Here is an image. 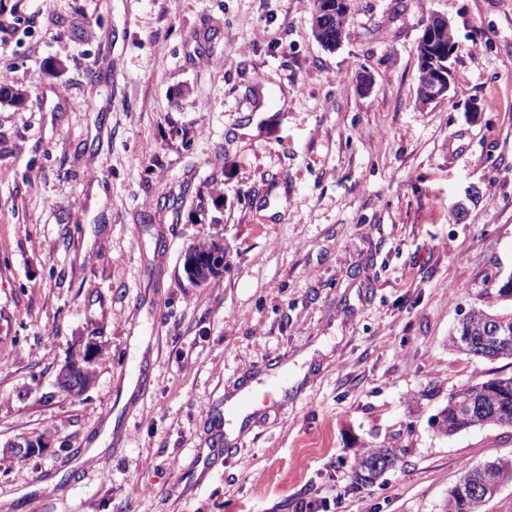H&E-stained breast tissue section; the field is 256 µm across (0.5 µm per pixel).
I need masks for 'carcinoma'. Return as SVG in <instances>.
<instances>
[{"mask_svg": "<svg viewBox=\"0 0 512 512\" xmlns=\"http://www.w3.org/2000/svg\"><path fill=\"white\" fill-rule=\"evenodd\" d=\"M352 0H314L312 31L324 46L334 48L346 32L351 16ZM224 267V248L215 243H201L186 254L184 271L189 278L205 282ZM508 340L499 343L487 338L488 329ZM454 344L475 357L496 360L512 357V315H494L479 308L463 320L453 338ZM488 424L512 426V376L496 377L461 389L448 399L439 414L438 428L455 434ZM396 455L388 448H371L358 461L355 483H371L393 467ZM493 481L498 485L512 483V462L489 463L482 467L462 468L460 480L448 492L442 512H481L483 504L494 492L471 494L461 488L462 481Z\"/></svg>", "mask_w": 512, "mask_h": 512, "instance_id": "carcinoma-1", "label": "carcinoma"}]
</instances>
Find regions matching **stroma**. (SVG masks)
<instances>
[{
    "label": "stroma",
    "mask_w": 512,
    "mask_h": 512,
    "mask_svg": "<svg viewBox=\"0 0 512 512\" xmlns=\"http://www.w3.org/2000/svg\"><path fill=\"white\" fill-rule=\"evenodd\" d=\"M312 11L0 0V512H441L463 466L512 461V427L434 422L512 375L451 341L512 310V0H353L333 50ZM434 14L452 78L424 105ZM203 241L224 269L196 284ZM368 448L398 461L359 485ZM224 267V247L215 243H201L186 254L184 271L197 282H206Z\"/></svg>",
    "instance_id": "35a3bbf8"
}]
</instances>
